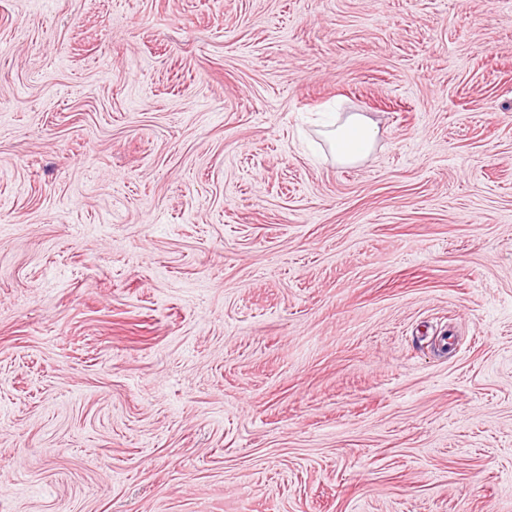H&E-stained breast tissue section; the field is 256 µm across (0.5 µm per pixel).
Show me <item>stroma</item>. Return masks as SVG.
<instances>
[{"label": "stroma", "instance_id": "35a3bbf8", "mask_svg": "<svg viewBox=\"0 0 512 512\" xmlns=\"http://www.w3.org/2000/svg\"><path fill=\"white\" fill-rule=\"evenodd\" d=\"M0 512H512V0H0ZM332 152L341 165H352L363 159L375 142L372 123L363 115L353 113L329 132Z\"/></svg>", "mask_w": 512, "mask_h": 512}]
</instances>
